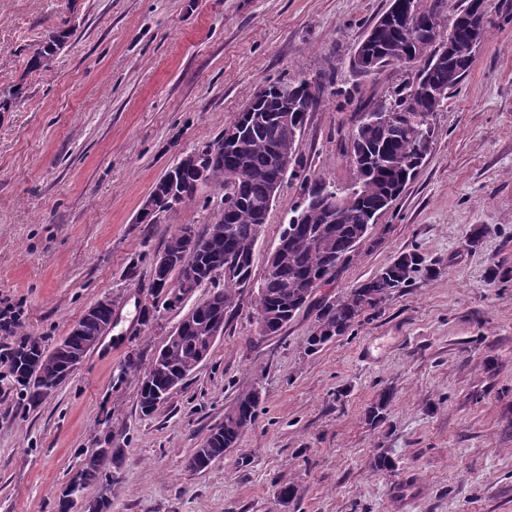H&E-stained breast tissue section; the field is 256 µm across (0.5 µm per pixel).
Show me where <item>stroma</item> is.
Returning a JSON list of instances; mask_svg holds the SVG:
<instances>
[{
    "label": "stroma",
    "instance_id": "35a3bbf8",
    "mask_svg": "<svg viewBox=\"0 0 512 512\" xmlns=\"http://www.w3.org/2000/svg\"><path fill=\"white\" fill-rule=\"evenodd\" d=\"M389 0H0V309L54 347L111 298V329L58 389L28 407L0 379V512H57L83 454L122 447L109 512H512V0H487L485 36L433 119L430 150L400 198L319 296L338 299L394 257L416 274L352 333L306 351L317 306L274 336L249 303L227 315L210 356L143 415L128 358L148 367L180 315L144 324L151 263L175 227L204 230L202 201L160 223L135 218L152 185L212 140L261 84L333 76L295 143L313 179L355 180L350 142L363 109L411 75L351 72L355 47ZM71 35L54 69L27 61L51 30ZM285 182L254 248L253 276L300 202ZM487 233L471 244L478 225ZM383 421L365 413L381 390ZM259 391L255 422L201 471L187 461L237 397ZM395 466L377 471V454ZM296 497L281 503L280 486Z\"/></svg>",
    "mask_w": 512,
    "mask_h": 512
}]
</instances>
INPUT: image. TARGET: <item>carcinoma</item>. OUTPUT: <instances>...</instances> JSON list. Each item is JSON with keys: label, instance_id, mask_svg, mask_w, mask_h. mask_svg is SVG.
Segmentation results:
<instances>
[{"label": "carcinoma", "instance_id": "1", "mask_svg": "<svg viewBox=\"0 0 512 512\" xmlns=\"http://www.w3.org/2000/svg\"><path fill=\"white\" fill-rule=\"evenodd\" d=\"M441 0H416L418 18L432 22L436 32L428 39L411 42L406 27L398 22L375 24L369 32L367 50L378 65L422 63L411 80L390 99L361 114L359 140L352 150L356 179L337 199L342 219L330 224L321 207L322 182H311L295 155L297 134L303 118L293 106L273 98L259 112H239L224 124L217 138L224 139V152L211 170V184L224 190L228 220L214 217V223L202 234H195L193 260L198 276L188 278L172 269L168 276L152 279L149 296L151 306L143 310L148 318L157 309H174L159 303L160 295L175 296L185 302L199 288L214 286L211 300L195 311V319L165 338L146 369L133 359L126 362L125 372L136 373L139 407L144 415L154 413L169 395L173 379L185 381L196 369L202 356L210 355L214 341L208 333L216 322L239 308L247 292L245 284L253 280V254L256 243L254 228L262 223L261 206L267 201L279 168L274 150L289 154L288 178L304 185L308 196L307 223L287 224L280 235L283 256L274 271L256 284V297L250 299L253 318L263 326L261 335L276 334L310 301L315 291L328 283L338 264L356 249L365 223L377 220L386 211L387 202L405 185L421 165L423 139L421 129L444 106L450 91L466 76L471 66L469 36L470 6L453 14L450 31L441 35ZM59 31H51L28 60L31 71L50 72L62 50ZM424 91L414 90L416 84ZM176 209L195 202L197 173L189 166L177 167ZM225 224L218 233L215 225ZM194 225H178L169 236L165 250L178 256L186 251L188 241L182 231ZM421 269L432 275L435 269L424 264L416 252H403L381 268L370 279L350 290L341 300H324L318 305L316 324L307 337L311 353L331 340L343 336L359 322V318L378 311L392 295L410 285L413 274ZM112 324V308L97 305L83 315L76 328L69 331L51 350L42 339L20 328L0 363L7 366L13 386L23 400L36 407L62 384L74 360L84 357L98 342L100 333ZM392 399V392L382 390L367 410L372 422L381 419ZM260 394L252 391L236 399L224 412V420L210 429L199 448L187 462L191 470H202L224 457L238 444L244 431L254 422ZM124 455L122 448H99L81 461L76 478L81 488L100 484L107 479V468Z\"/></svg>", "mask_w": 512, "mask_h": 512}]
</instances>
